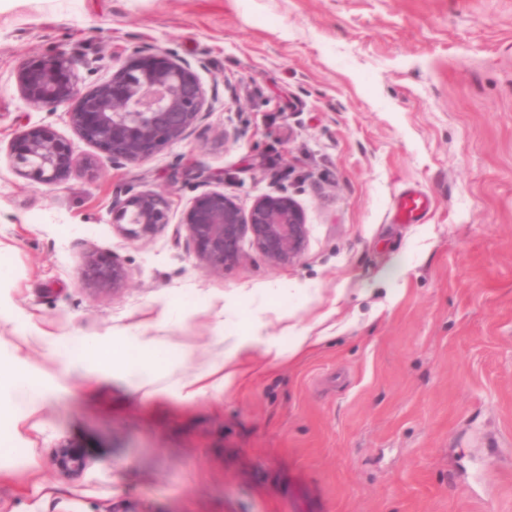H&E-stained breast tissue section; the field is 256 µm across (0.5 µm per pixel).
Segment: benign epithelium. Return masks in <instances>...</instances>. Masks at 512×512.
<instances>
[{
	"label": "benign epithelium",
	"instance_id": "1",
	"mask_svg": "<svg viewBox=\"0 0 512 512\" xmlns=\"http://www.w3.org/2000/svg\"><path fill=\"white\" fill-rule=\"evenodd\" d=\"M17 83L28 105L66 108L79 137L114 165L144 161L181 141L211 108L192 65L161 49L129 57L110 80L83 94L72 62L61 50L29 59ZM11 152L19 172L41 185L59 184L78 164L71 142L42 126L21 132ZM170 210L163 192H142L112 209V223L129 238L146 239L169 223ZM185 225L214 272L240 262L247 236L277 264L295 260L307 237L301 210L286 196H264L245 213L232 197L205 193L192 201ZM83 273L101 288H117L125 278L118 262L93 257L85 261ZM56 463L69 473L85 468L84 457L67 445L58 448Z\"/></svg>",
	"mask_w": 512,
	"mask_h": 512
}]
</instances>
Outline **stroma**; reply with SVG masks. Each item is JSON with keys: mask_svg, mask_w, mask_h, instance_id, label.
<instances>
[{"mask_svg": "<svg viewBox=\"0 0 512 512\" xmlns=\"http://www.w3.org/2000/svg\"><path fill=\"white\" fill-rule=\"evenodd\" d=\"M157 48L214 110L139 163L101 161L18 89L49 50L87 92ZM34 125L82 163L60 184L12 161ZM408 189L425 223L394 222ZM150 190L169 224L121 235L113 206ZM211 191L246 211L290 196L298 259L247 240L210 270L183 218ZM93 253L121 263L119 288L83 277ZM0 303V360L50 391L19 416L0 389V512H512V0H0ZM314 325L324 339L289 355ZM239 336L227 387L208 369ZM93 339L113 374L69 375ZM63 444L80 475L56 466Z\"/></svg>", "mask_w": 512, "mask_h": 512, "instance_id": "35a3bbf8", "label": "stroma"}]
</instances>
